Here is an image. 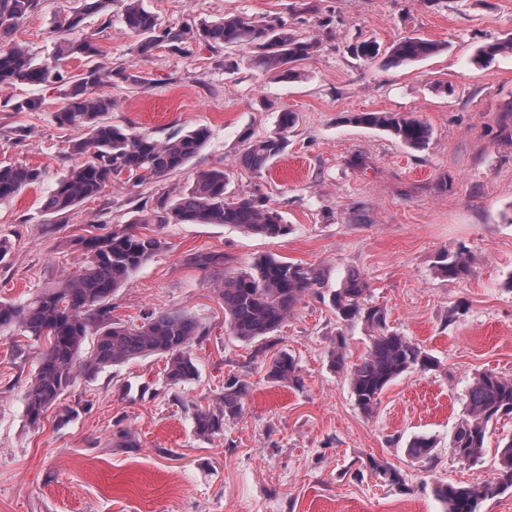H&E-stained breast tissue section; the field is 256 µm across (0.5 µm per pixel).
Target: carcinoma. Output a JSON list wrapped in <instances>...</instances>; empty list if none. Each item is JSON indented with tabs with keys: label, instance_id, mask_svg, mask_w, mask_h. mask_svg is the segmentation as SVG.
Instances as JSON below:
<instances>
[{
	"label": "carcinoma",
	"instance_id": "1",
	"mask_svg": "<svg viewBox=\"0 0 512 512\" xmlns=\"http://www.w3.org/2000/svg\"><path fill=\"white\" fill-rule=\"evenodd\" d=\"M106 0H80V6L56 22L65 33L53 56L33 57L20 45L7 43L13 28L37 7L38 0H0V88L40 85L64 80L61 64L67 58H92L97 46L83 37L85 19L101 12ZM123 20L135 37V49L143 55L163 43L172 46L199 37L228 47L256 49V62L278 79H294L297 65L317 51L318 43L304 40L282 24L225 16L189 27H158L156 18L141 0H126ZM353 53L366 59L380 55L372 40H361ZM443 46L421 36L405 37L385 52L384 64L398 66L425 60ZM512 53V37L478 47L474 60L484 66L497 56ZM116 77L138 84L144 77L111 68L103 72L91 67L66 82L64 102L55 120L61 127L81 131L70 141L69 156L74 164L43 200V209L62 215L84 201L99 196L106 188L134 185L163 178L182 169L203 150L208 131L198 128L183 135L158 141L147 134L123 129L105 122L112 111V99L97 96L92 88L103 77ZM351 121L391 133L403 144L417 150L430 140L429 127L420 119L399 112H361ZM296 114H279L278 130L272 134L245 139L239 163L260 172L285 149L288 129ZM41 170L23 164H0V202L10 200L39 183ZM229 175L220 168L200 172L182 192L158 199L159 212L142 223L231 224L267 238L288 234L277 211L251 198L228 201ZM83 266L78 274L65 278L35 294L24 303L0 299V330L17 327L21 334L45 347L38 353L37 368L26 393V416L30 424L41 422L46 411L80 375L93 376L110 366L132 359L160 355L165 358V378L170 385L190 382L198 373L190 347L201 326L186 313L151 312L139 325L112 321L109 300L155 253L164 242L154 236L137 234L126 228L108 234L80 238ZM438 273L450 280H461L471 271L467 253L443 254L437 261ZM321 282L318 269L283 257L263 255L254 259L250 270L226 275L217 285L224 310V325L241 341L259 342L258 352L268 351L266 340L288 318L305 296ZM368 282L357 273L346 276L336 288L331 305L340 322L361 321L369 329V345L360 362L347 366L346 344L339 339L331 352V364L349 369L348 379L358 407L366 414L376 411L380 395L400 376L416 369L434 366L433 359L408 337L391 330L384 309L366 305ZM95 334L91 351L83 352L89 333ZM269 378L281 383L299 381L295 359L286 352L275 354L267 364ZM245 387L239 380L224 381L222 405L216 409L197 407L194 420L199 435L208 437L224 429V420L236 417L242 409ZM512 415V379L493 371L480 373L470 388L465 410L451 441L454 455L464 461L482 458L489 424ZM433 439L418 436L408 453L414 459L431 457ZM372 468L384 483L402 486L400 471L376 460ZM512 487V438L498 451L497 477L474 485L441 484L435 495L444 512H480L481 504Z\"/></svg>",
	"mask_w": 512,
	"mask_h": 512
}]
</instances>
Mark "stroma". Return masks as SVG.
<instances>
[{"mask_svg": "<svg viewBox=\"0 0 512 512\" xmlns=\"http://www.w3.org/2000/svg\"><path fill=\"white\" fill-rule=\"evenodd\" d=\"M143 0L160 27L195 26L224 15L285 22L319 48L277 80L254 63L249 47L192 40L132 53L123 0L89 17L104 67L121 65L142 86L105 80L106 119L164 141L204 127L201 153L179 172L138 186H115L63 215L42 199L73 163L77 132L60 127L62 83L0 89V163L40 168L43 179L0 202V298L22 301L79 272V237L123 225L160 238L163 249L110 299L112 319L141 323L151 312H185L204 328L191 353L198 368L172 386L164 360L148 357L81 376L31 425L25 393L39 343L17 329L0 333V512H442L438 485L496 475V447L512 436V417L490 425L485 455L460 461L450 442L477 374L512 378V54L490 66L476 49L512 34V0ZM76 0H39L13 30V42L40 59L54 52L56 17ZM418 34L442 44L421 62L385 67L354 57L351 44L389 47ZM35 97L37 112L14 99ZM296 114L284 152L262 172L240 165L247 134L276 131L280 112ZM356 112H400L431 130L427 147L407 148L386 132L350 123ZM230 174V198L249 197L277 210L289 226L271 239L227 224H145L160 195L190 186L201 171ZM451 189L439 188L443 175ZM472 258L461 280L438 275L443 252ZM198 254L220 256L201 267ZM275 255L321 270L320 292L306 296L277 332L300 380L267 378L268 360L230 335L216 284L225 273ZM370 285L391 330L408 336L437 363L392 383L375 413L354 401L330 354L345 337L349 362L366 351L362 323L337 321L325 295L349 271ZM246 388L240 416L219 434L196 430L193 408L220 402L227 378ZM139 446L117 448L118 430ZM434 440L431 458L407 452L417 436ZM378 460L401 471L403 487L385 485Z\"/></svg>", "mask_w": 512, "mask_h": 512, "instance_id": "1", "label": "stroma"}]
</instances>
